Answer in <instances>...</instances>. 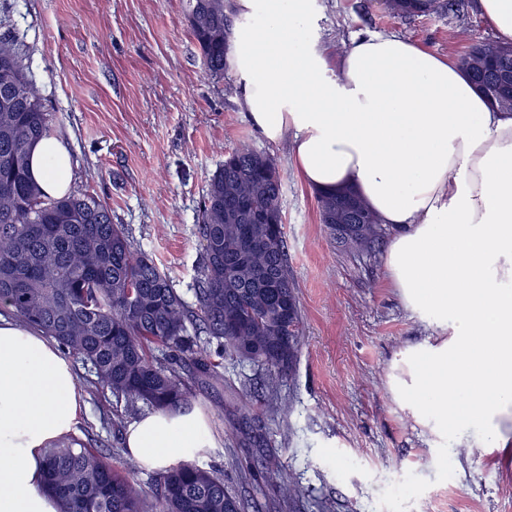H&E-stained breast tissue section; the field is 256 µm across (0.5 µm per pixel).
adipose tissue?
<instances>
[{"mask_svg":"<svg viewBox=\"0 0 512 512\" xmlns=\"http://www.w3.org/2000/svg\"><path fill=\"white\" fill-rule=\"evenodd\" d=\"M231 66L244 106L269 141H292L317 190L352 189L387 227L384 264L404 306L430 312L438 343L410 353L400 395L434 432L476 430L512 446V114L492 108L460 69L390 34L353 38L339 73L300 30L312 0H236ZM265 18L261 27L249 17ZM52 197L72 162L57 138L31 151ZM85 401L54 340L0 315V512H60L43 489L44 455L72 434ZM216 442L195 404L154 409L124 433L129 457L162 473Z\"/></svg>","mask_w":512,"mask_h":512,"instance_id":"1","label":"adipose tissue"}]
</instances>
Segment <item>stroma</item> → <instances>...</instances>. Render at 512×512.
<instances>
[{
    "instance_id": "1",
    "label": "stroma",
    "mask_w": 512,
    "mask_h": 512,
    "mask_svg": "<svg viewBox=\"0 0 512 512\" xmlns=\"http://www.w3.org/2000/svg\"><path fill=\"white\" fill-rule=\"evenodd\" d=\"M303 42L337 69L357 35L391 33L454 61L496 34L476 0L455 13L404 19L380 0H312ZM24 35L32 76L65 141L72 190L100 199L112 221L166 272L184 298L198 282L202 254L195 214L210 175L240 141L266 151L282 175L288 271L302 315L303 344L278 400L255 385L257 368L224 360L196 382L190 402L208 414L216 448L197 464L238 474L267 460L281 484L253 482L263 512H512V450L482 447L478 433L439 437L396 396L391 378L409 347L429 343L431 315L406 309L383 260L336 251L320 222L316 192L298 176L289 142L262 136L243 105L233 71L205 76L183 0H0V34ZM87 404L73 442L105 446L111 463L132 467L146 492L157 475L133 468L122 426L143 404L102 391L74 359Z\"/></svg>"
}]
</instances>
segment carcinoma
I'll use <instances>...</instances> for the list:
<instances>
[{"label":"carcinoma","instance_id":"1","mask_svg":"<svg viewBox=\"0 0 512 512\" xmlns=\"http://www.w3.org/2000/svg\"><path fill=\"white\" fill-rule=\"evenodd\" d=\"M404 18L447 13L449 0H386ZM186 20L206 76L229 68L233 0H186ZM22 37H0V311L39 328L91 365L99 385L152 409L188 402L189 380L209 376L201 344L267 371H289L301 344L296 286L288 273L282 178L274 159L242 145L220 163L196 214L203 262L195 303L134 247L125 225L88 194L46 196L32 178V147L50 136L53 113L29 71ZM480 42L457 60L491 106L497 72L512 54ZM320 222L342 254L375 256L389 230L349 191L316 192ZM44 490L62 512H249L211 469L179 464L157 481L149 504L131 472L74 444L45 451Z\"/></svg>","mask_w":512,"mask_h":512}]
</instances>
